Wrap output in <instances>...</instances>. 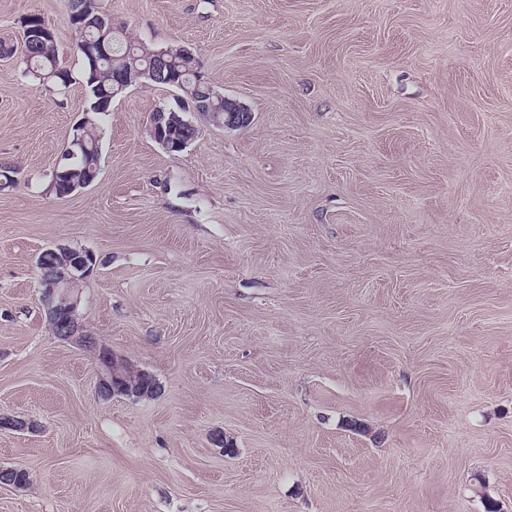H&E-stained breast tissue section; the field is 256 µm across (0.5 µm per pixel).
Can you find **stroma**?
I'll return each instance as SVG.
<instances>
[{
	"mask_svg": "<svg viewBox=\"0 0 512 512\" xmlns=\"http://www.w3.org/2000/svg\"><path fill=\"white\" fill-rule=\"evenodd\" d=\"M185 46L251 112L150 132L172 90L102 117L99 176L51 172L87 105L69 0H0L54 34L57 91L0 59V512H512V0H99ZM99 265L85 329L50 331L37 258ZM234 444L224 453L212 437ZM44 252H51L52 260L48 264L39 262L37 265L40 285L43 286L41 301L58 333L56 337L92 352L106 367L108 374L99 385V397L104 400L113 396L145 399L157 395L160 385L156 386L146 371L100 345L94 336L83 330L78 313L79 293L81 283L97 264L93 252L86 249L77 251L62 244Z\"/></svg>",
	"mask_w": 512,
	"mask_h": 512,
	"instance_id": "1",
	"label": "stroma"
}]
</instances>
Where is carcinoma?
Returning <instances> with one entry per match:
<instances>
[{"label": "carcinoma", "mask_w": 512, "mask_h": 512, "mask_svg": "<svg viewBox=\"0 0 512 512\" xmlns=\"http://www.w3.org/2000/svg\"><path fill=\"white\" fill-rule=\"evenodd\" d=\"M69 4L71 12L84 15L92 22L88 29L75 27L78 33L76 51L83 60L81 76L88 92L92 117L88 118L82 131L84 147L79 150L78 157L67 165L59 166L66 175L51 174L55 193H61L65 181L79 180L88 169L99 165V116L110 110L114 86L112 77L119 73L159 67L170 76V82L164 87L179 93L187 102H206L210 121L216 123L224 117V99L213 93L214 86L210 82L196 78L202 65L193 53H176L171 46L154 48L132 39L123 23L103 14L98 0H69ZM21 63L25 65V71L52 85L65 87L72 81L71 73L59 63L52 38L28 42Z\"/></svg>", "instance_id": "obj_1"}]
</instances>
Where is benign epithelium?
I'll return each instance as SVG.
<instances>
[{
  "instance_id": "obj_1",
  "label": "benign epithelium",
  "mask_w": 512,
  "mask_h": 512,
  "mask_svg": "<svg viewBox=\"0 0 512 512\" xmlns=\"http://www.w3.org/2000/svg\"><path fill=\"white\" fill-rule=\"evenodd\" d=\"M164 80L165 77L159 69L148 70L129 79L118 75V85L121 88L131 84L149 87ZM226 102L228 106L224 112V127L237 128L250 118L251 113L243 105L229 98ZM205 108L206 104L196 103L188 106V111L181 114L167 113L165 108H158L151 115V132L154 139L169 152L183 151L196 139V135L176 138L170 136L168 130L176 120L188 126L192 125L188 114L195 115ZM49 252L52 254V260L47 264H38L42 285L41 301L46 308L48 319L55 326L58 339L93 353L106 367L107 377L99 385V397L104 400L114 396L145 399L157 395L160 387L155 385L146 371L99 344L95 337L83 330L78 313L79 293L81 283L97 264L93 252L86 249L77 251L62 244L49 249Z\"/></svg>"
}]
</instances>
